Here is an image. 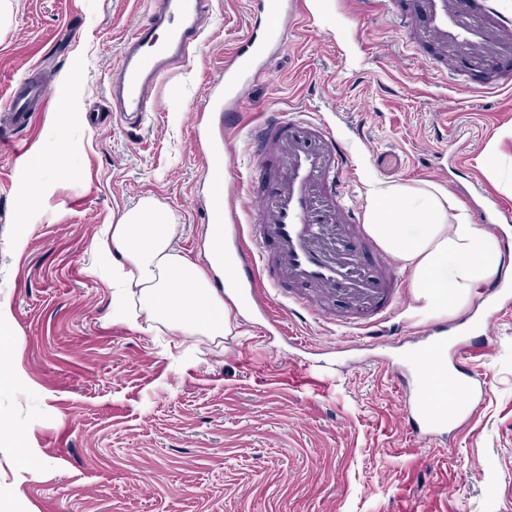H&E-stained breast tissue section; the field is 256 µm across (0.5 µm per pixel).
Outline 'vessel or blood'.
Masks as SVG:
<instances>
[{"mask_svg":"<svg viewBox=\"0 0 512 512\" xmlns=\"http://www.w3.org/2000/svg\"><path fill=\"white\" fill-rule=\"evenodd\" d=\"M147 20L134 23L123 42L121 65L109 88L112 110L129 125L145 123L153 92L170 66L186 59L213 16L210 0H151ZM302 0H252L245 35L224 57V70L208 87V101L222 106L217 118H197L193 147L204 164L207 196L199 200L204 224L223 240L232 226V268L240 287L255 288L267 276L275 289H287L295 317L343 304L346 321L358 335L378 340L397 304V275L392 261L371 238L359 211L346 200L349 153L333 128L310 112L267 109L242 122L239 101L277 56L285 32L299 23ZM364 16L385 15L407 32L413 43L431 47V66L450 72L457 87L512 86V19L488 0H414L413 10L395 8L393 0H362ZM53 91L38 69H30L0 107V149L14 148V130L26 126ZM247 126L250 163L238 175L220 149L228 132ZM455 190L488 224H511L512 207L486 195L476 179L455 183ZM483 323L512 307V290L487 285ZM449 329H431L428 346L450 353L454 376L470 395L483 391L482 379L465 373L471 342ZM420 353L408 355L411 384L402 389L409 432L428 439L451 426L432 403L420 377Z\"/></svg>","mask_w":512,"mask_h":512,"instance_id":"1","label":"vessel or blood"}]
</instances>
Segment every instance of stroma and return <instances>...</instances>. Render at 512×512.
<instances>
[{
	"label": "stroma",
	"mask_w": 512,
	"mask_h": 512,
	"mask_svg": "<svg viewBox=\"0 0 512 512\" xmlns=\"http://www.w3.org/2000/svg\"><path fill=\"white\" fill-rule=\"evenodd\" d=\"M319 1L315 32L288 33L243 113L303 106L328 121L351 152L357 208L374 181L469 176L512 206V88L459 90L404 33L361 17L358 0ZM211 2V26L157 85L138 130L91 118L150 0H10L0 24V105L33 67L55 88L18 134L43 157L27 207L18 190L30 168L0 154V360L23 382H0V418L21 425L40 457L33 467L0 448L7 512H512V310L471 333L466 370L483 378L482 398L457 432L427 441L408 433L390 369L428 329L410 315L407 270L390 343L371 351L351 349V331L322 315L293 318L263 287L255 294L283 334L246 309L231 312L241 335L218 343L113 321L94 238L114 214L155 199L179 250L208 265L194 115L250 15L249 0ZM66 99L73 111H61ZM457 146L465 168L442 169Z\"/></svg>",
	"instance_id": "obj_1"
}]
</instances>
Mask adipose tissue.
I'll list each match as a JSON object with an SVG mask.
<instances>
[{
  "label": "adipose tissue",
  "instance_id": "obj_1",
  "mask_svg": "<svg viewBox=\"0 0 512 512\" xmlns=\"http://www.w3.org/2000/svg\"><path fill=\"white\" fill-rule=\"evenodd\" d=\"M166 216L145 198L98 232L94 244L109 264L114 320L132 326L144 320L182 336L230 335L228 305L176 248L177 227ZM366 225L409 268L416 318L471 301L502 265L497 238L472 224L463 205L435 183H371Z\"/></svg>",
  "mask_w": 512,
  "mask_h": 512
}]
</instances>
